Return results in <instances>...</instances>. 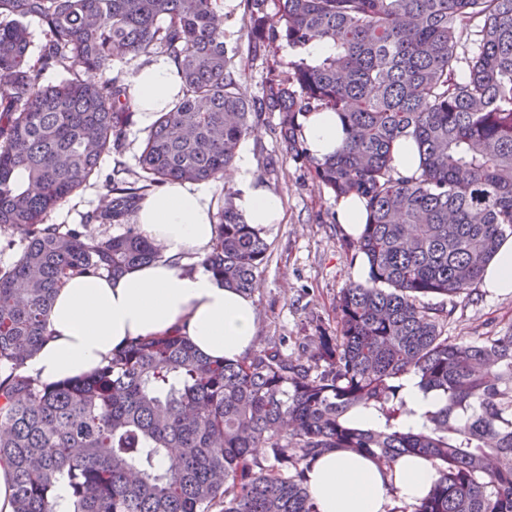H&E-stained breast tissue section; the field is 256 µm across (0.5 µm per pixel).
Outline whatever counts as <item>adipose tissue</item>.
I'll return each instance as SVG.
<instances>
[{
    "instance_id": "obj_1",
    "label": "adipose tissue",
    "mask_w": 512,
    "mask_h": 512,
    "mask_svg": "<svg viewBox=\"0 0 512 512\" xmlns=\"http://www.w3.org/2000/svg\"><path fill=\"white\" fill-rule=\"evenodd\" d=\"M135 110L143 125L172 108L182 90L176 64L158 57L129 75ZM301 137L314 160L339 151L347 133L331 111L304 114ZM235 206L247 224L264 229L281 223L280 198L252 174L243 157L234 176ZM216 204L194 182H176L140 201L133 216L138 232L160 243V258L121 277L81 274L69 278L48 312V331L21 376L43 384L80 377L107 364L131 340L180 333L202 356L237 361L256 339L251 296L225 287L202 264L217 235ZM437 477L430 461L401 458L392 468L369 458L333 450L316 458L307 491L317 512H389L393 500L418 504Z\"/></svg>"
}]
</instances>
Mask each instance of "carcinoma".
<instances>
[{"mask_svg":"<svg viewBox=\"0 0 512 512\" xmlns=\"http://www.w3.org/2000/svg\"><path fill=\"white\" fill-rule=\"evenodd\" d=\"M265 2L247 0L254 51L322 39L335 50L297 55L256 101L235 77L217 0H0L11 88L0 97V228L21 234L19 259L0 268V461L13 469L15 512H53L62 483L74 512H316L306 471L332 449L382 467L428 459L436 480L401 512H512V326L450 343L451 311L422 301L481 280L512 234V0H278L273 15ZM33 19L47 35L35 60ZM155 45L176 62L183 96L146 130L134 173L120 160L133 93L112 64ZM50 67L69 77L42 84ZM258 109L280 113L297 157L301 114L329 110L345 125L344 147L312 162L319 183L368 212L349 242L367 278L342 289L336 335L315 337L306 358L271 347L235 362L163 335L76 379L16 375L66 278L117 277L160 257L131 223L144 191L223 180ZM401 137L418 146L411 176L392 165ZM109 154L107 205L85 222L126 231L46 223ZM233 196L204 264L248 294L268 246ZM408 374L443 397L419 428L403 421ZM363 410L382 423L361 425Z\"/></svg>","mask_w":512,"mask_h":512,"instance_id":"obj_1","label":"carcinoma"}]
</instances>
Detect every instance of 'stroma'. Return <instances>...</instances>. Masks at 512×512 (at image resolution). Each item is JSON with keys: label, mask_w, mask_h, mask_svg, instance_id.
Returning a JSON list of instances; mask_svg holds the SVG:
<instances>
[{"label": "stroma", "mask_w": 512, "mask_h": 512, "mask_svg": "<svg viewBox=\"0 0 512 512\" xmlns=\"http://www.w3.org/2000/svg\"><path fill=\"white\" fill-rule=\"evenodd\" d=\"M224 13V42L234 57L243 88L261 99L274 71L284 69L295 52L287 44L254 51L246 0H219ZM254 132L240 149L252 161L259 181L280 197L284 220L263 230L267 256L258 269L256 346L280 345L284 354L302 355L313 347L314 336L335 334L337 304L342 288L358 280L348 236L336 221V198L320 185L306 158L289 153L279 135L280 115L263 111L253 115ZM114 165L104 156L99 175L47 218L51 224H77L100 207L106 189L104 175ZM452 310L449 341L459 343L488 336L512 325V292L489 293L473 284L447 300Z\"/></svg>", "instance_id": "35a3bbf8"}]
</instances>
